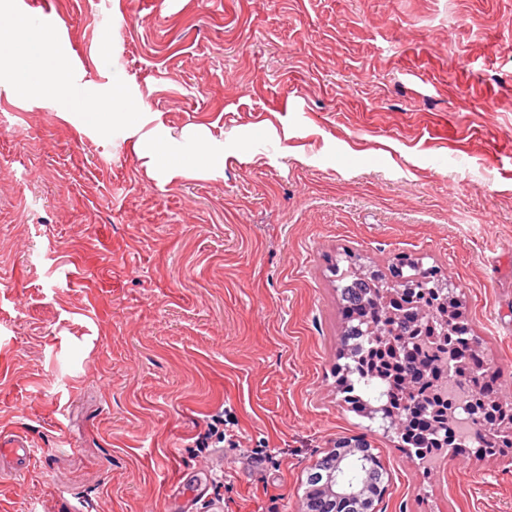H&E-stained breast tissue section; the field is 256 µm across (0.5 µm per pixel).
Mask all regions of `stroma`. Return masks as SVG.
<instances>
[{
  "mask_svg": "<svg viewBox=\"0 0 512 512\" xmlns=\"http://www.w3.org/2000/svg\"><path fill=\"white\" fill-rule=\"evenodd\" d=\"M82 88L120 72L224 173L0 92V512H301L361 437L377 512H512V450L429 471L343 400L335 269L436 265L512 400V0H38ZM269 141L243 152L240 135ZM245 438L198 471L195 421ZM266 443L272 458L249 447ZM17 448H0V453L5 456L7 463L17 470H25L35 455V448H30L22 443H16Z\"/></svg>",
  "mask_w": 512,
  "mask_h": 512,
  "instance_id": "1",
  "label": "stroma"
}]
</instances>
